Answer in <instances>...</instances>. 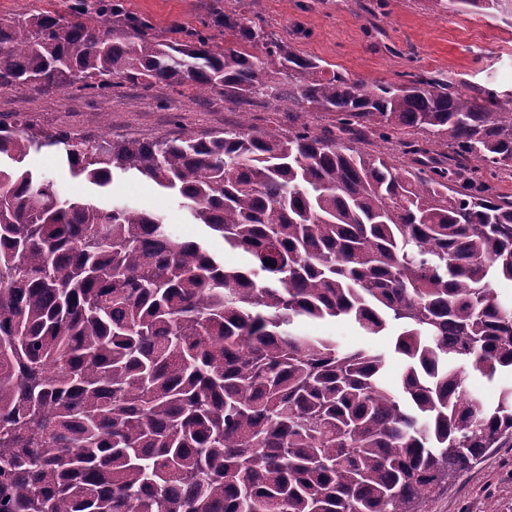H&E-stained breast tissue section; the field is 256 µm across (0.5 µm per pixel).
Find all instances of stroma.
Segmentation results:
<instances>
[{
	"label": "stroma",
	"mask_w": 512,
	"mask_h": 512,
	"mask_svg": "<svg viewBox=\"0 0 512 512\" xmlns=\"http://www.w3.org/2000/svg\"><path fill=\"white\" fill-rule=\"evenodd\" d=\"M244 2L247 17L265 32L283 38L303 56L322 61L327 70L348 72L368 82H402L405 73L438 71L459 89L481 87L501 101L512 99V15L487 14L431 0H123L125 10L150 19L155 30L178 40L199 27L212 5L230 8ZM73 17L71 0H0V23L24 14ZM247 119L257 130L284 132L292 120L287 109L265 101L240 109L223 90L200 92L124 83L103 99L73 88L37 84L0 88V123L44 130L62 129L94 144L101 139L208 137ZM24 168L54 181L64 197L83 198L101 207L127 203L165 215L172 232L201 243L225 265L240 267V251L200 224L190 223L179 198L130 173H115L109 186L73 178L61 151L31 154ZM299 334L327 336L342 349L372 347L384 352L388 365L381 384L397 390L405 368L395 353L398 328L368 336L351 320L301 322ZM427 512H512V448H494L472 468L449 482L430 500Z\"/></svg>",
	"instance_id": "35a3bbf8"
}]
</instances>
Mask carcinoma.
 I'll list each match as a JSON object with an SVG mask.
<instances>
[{"label": "carcinoma", "mask_w": 512, "mask_h": 512, "mask_svg": "<svg viewBox=\"0 0 512 512\" xmlns=\"http://www.w3.org/2000/svg\"><path fill=\"white\" fill-rule=\"evenodd\" d=\"M212 26L233 45L197 29L129 39L81 16L0 26V87L106 98L116 77L293 109L286 133L95 146L0 125V158L60 148L99 187L132 171L250 259L227 268L156 214L0 168V512H426L512 447V386L489 406L467 386L471 370L512 372V302L495 288L512 282V196L482 174L512 169V107L435 72H327L241 13ZM307 104L336 134L311 131ZM340 317L369 336L402 326L399 393L380 384L382 352L293 331Z\"/></svg>", "instance_id": "obj_1"}]
</instances>
